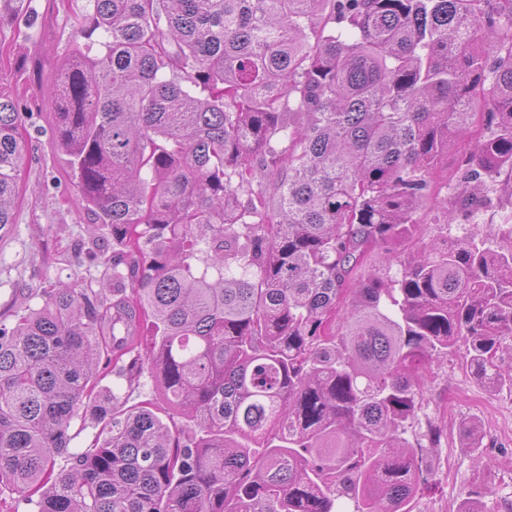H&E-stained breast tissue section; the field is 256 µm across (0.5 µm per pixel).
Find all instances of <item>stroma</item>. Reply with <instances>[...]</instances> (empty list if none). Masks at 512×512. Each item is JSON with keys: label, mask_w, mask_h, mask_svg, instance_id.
I'll return each mask as SVG.
<instances>
[{"label": "stroma", "mask_w": 512, "mask_h": 512, "mask_svg": "<svg viewBox=\"0 0 512 512\" xmlns=\"http://www.w3.org/2000/svg\"><path fill=\"white\" fill-rule=\"evenodd\" d=\"M90 0H0V88L18 95L27 121L28 160L21 200L9 234L0 237V313L36 307L58 283L101 288L112 238L97 229L70 181L66 155L57 147L54 114L44 91L52 83ZM417 432L440 427V443L426 457L428 473L413 512H456L464 490L489 487L481 512H505L512 501V392L476 381L458 358L432 362L424 384ZM463 418L480 427V450L467 448Z\"/></svg>", "instance_id": "stroma-1"}]
</instances>
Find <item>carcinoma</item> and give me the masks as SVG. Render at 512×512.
Returning <instances> with one entry per match:
<instances>
[{
    "mask_svg": "<svg viewBox=\"0 0 512 512\" xmlns=\"http://www.w3.org/2000/svg\"><path fill=\"white\" fill-rule=\"evenodd\" d=\"M91 2L46 96L113 299L61 283L0 316V487L36 512H412L431 362L462 342L512 391V209L419 235L512 181V0ZM30 116L0 91V231ZM129 354L163 404L101 385ZM76 420L104 439L70 452Z\"/></svg>",
    "mask_w": 512,
    "mask_h": 512,
    "instance_id": "1",
    "label": "carcinoma"
}]
</instances>
